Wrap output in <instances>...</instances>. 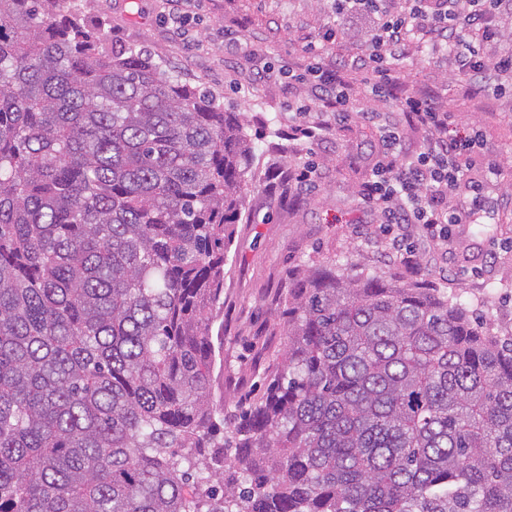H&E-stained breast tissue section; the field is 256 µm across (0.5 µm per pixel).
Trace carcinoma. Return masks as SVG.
I'll list each match as a JSON object with an SVG mask.
<instances>
[{"label": "carcinoma", "mask_w": 512, "mask_h": 512, "mask_svg": "<svg viewBox=\"0 0 512 512\" xmlns=\"http://www.w3.org/2000/svg\"><path fill=\"white\" fill-rule=\"evenodd\" d=\"M0 0V512H512V341L312 268L248 409L211 390L242 112Z\"/></svg>", "instance_id": "cac0c4a2"}]
</instances>
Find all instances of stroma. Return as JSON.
<instances>
[{
  "mask_svg": "<svg viewBox=\"0 0 512 512\" xmlns=\"http://www.w3.org/2000/svg\"><path fill=\"white\" fill-rule=\"evenodd\" d=\"M82 14L102 21L108 44L147 51L169 75L207 89L215 103L247 117L256 169L224 265V307L212 326L224 348L212 378L214 397L227 410L248 404L265 390L267 376L288 347L284 295L303 268L336 266L378 273L403 285L437 288L455 296L490 333L512 337V96L494 85H471L453 74L446 52L416 42L399 65L403 87L430 90L454 111L458 132L481 129L497 159L495 171L478 168L490 198L489 213L476 224L454 227L456 246L445 251L419 229L404 233L416 267L385 256L388 238L356 207V193L375 161L376 128L358 120L333 126L314 148L318 165L310 190L298 188L288 169L302 144L288 138L291 102L322 107L311 85L289 83L280 72L303 69L307 43L326 63L358 54L364 25L346 28L338 42L320 41L335 29L331 0H187L185 33L167 24V0H73ZM239 36L248 52L230 55L227 35ZM270 71L260 84L257 70ZM235 82H228L227 74Z\"/></svg>",
  "mask_w": 512,
  "mask_h": 512,
  "instance_id": "stroma-1",
  "label": "stroma"
}]
</instances>
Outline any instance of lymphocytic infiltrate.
Masks as SVG:
<instances>
[{
  "mask_svg": "<svg viewBox=\"0 0 512 512\" xmlns=\"http://www.w3.org/2000/svg\"><path fill=\"white\" fill-rule=\"evenodd\" d=\"M507 0H333L337 18L360 17L370 22L362 54L327 67L313 61L302 72L289 71V80L312 83L334 121L357 117L376 127L379 146L367 181L358 191L357 205L387 225L388 249L403 253V225L420 229L433 241L451 247L452 228L486 214L489 202L474 173V159L484 156L488 168L496 161L480 129L467 135L452 133L454 116L429 93H409L399 85L396 63L404 58L408 37L429 36L433 47L446 49L455 70L471 84H495L505 90L512 82V41L500 26ZM497 45L487 54V44ZM357 74L364 97L399 103L398 113L374 109L352 111L349 74ZM426 132L419 151L401 148L405 127Z\"/></svg>",
  "mask_w": 512,
  "mask_h": 512,
  "instance_id": "obj_1",
  "label": "lymphocytic infiltrate"
}]
</instances>
